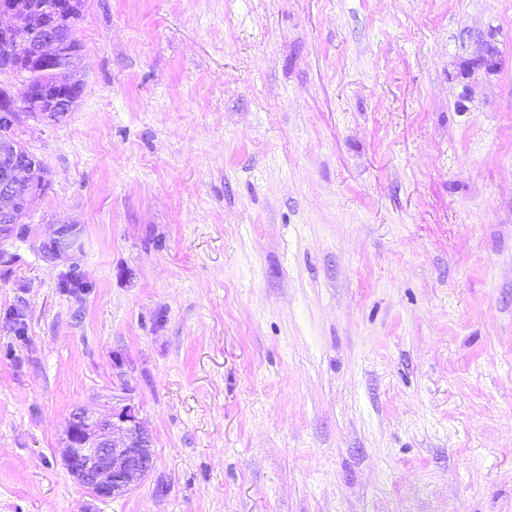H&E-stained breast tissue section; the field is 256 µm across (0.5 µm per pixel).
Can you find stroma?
<instances>
[{
    "mask_svg": "<svg viewBox=\"0 0 512 512\" xmlns=\"http://www.w3.org/2000/svg\"><path fill=\"white\" fill-rule=\"evenodd\" d=\"M74 37L75 110L18 131L0 512H512V0H83ZM126 404L153 469L102 501L64 433ZM72 233V227L66 225L59 227L55 232V237L50 239L48 249L44 250V257L52 260L61 252L68 250L73 245Z\"/></svg>",
    "mask_w": 512,
    "mask_h": 512,
    "instance_id": "35a3bbf8",
    "label": "stroma"
}]
</instances>
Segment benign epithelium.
Wrapping results in <instances>:
<instances>
[{
    "instance_id": "obj_1",
    "label": "benign epithelium",
    "mask_w": 512,
    "mask_h": 512,
    "mask_svg": "<svg viewBox=\"0 0 512 512\" xmlns=\"http://www.w3.org/2000/svg\"><path fill=\"white\" fill-rule=\"evenodd\" d=\"M72 0H58L47 11L39 33L27 36L14 0H0V38L19 64L36 71L70 67L74 56L62 48L60 33L71 26ZM75 100L63 95L34 117L57 121L73 110ZM35 160L27 153L0 142V245L11 238L18 213L30 207L40 191ZM73 230L63 225L51 238L44 257L52 260L73 245ZM63 460L74 480L99 499H114L138 486L153 467L151 439L131 404L93 416L80 409L69 419Z\"/></svg>"
}]
</instances>
